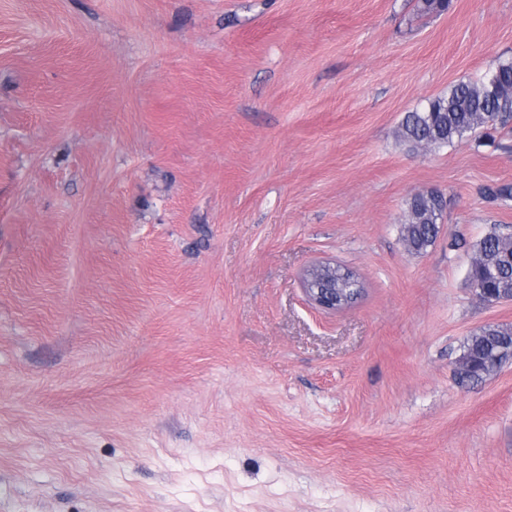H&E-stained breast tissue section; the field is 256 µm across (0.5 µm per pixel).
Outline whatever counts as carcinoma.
<instances>
[{
  "label": "carcinoma",
  "instance_id": "cac0c4a2",
  "mask_svg": "<svg viewBox=\"0 0 512 512\" xmlns=\"http://www.w3.org/2000/svg\"><path fill=\"white\" fill-rule=\"evenodd\" d=\"M501 76L495 89L484 81H462L448 90V94L435 98L423 108L407 113L401 126V137L416 147L451 144L483 126L487 121L503 123L512 118V61L500 62ZM410 219L405 225L404 240L409 251H425L440 231L442 198L430 193L413 197ZM508 238L493 229L477 243L474 255L478 260L469 268L471 283L486 285L491 272L486 258L507 252ZM496 337L482 331L467 338L462 356L470 361L493 351Z\"/></svg>",
  "mask_w": 512,
  "mask_h": 512
}]
</instances>
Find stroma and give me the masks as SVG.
<instances>
[{"label": "stroma", "mask_w": 512, "mask_h": 512, "mask_svg": "<svg viewBox=\"0 0 512 512\" xmlns=\"http://www.w3.org/2000/svg\"><path fill=\"white\" fill-rule=\"evenodd\" d=\"M511 58L512 0H0V512H512V120L399 137ZM410 219L405 225L404 240L409 251H425L437 237L442 218V198L430 193L413 197L410 206ZM503 233V235L506 234L505 236H511V227L508 232ZM503 235L494 228L477 243L474 256H478L479 259L469 268V282L484 286L490 281L491 272L487 266H484V264H486L484 258L495 257L501 253H506L512 262V255L507 252L508 238ZM499 274L497 283L492 285L495 288H501L502 284H507L508 288H501L499 294L493 295L489 293L485 288H480L477 285L473 286V290L484 300L492 303L499 302H512V263H508L507 266H502L498 269ZM307 270L303 277L304 289L307 297L313 304L330 312H336V310L350 306L351 301L348 297V293L346 292L347 288H336V286L335 288L328 289L310 288L307 279L312 277L311 273L313 272V268L308 271ZM492 335V332H487L486 328H484L482 333L468 337L461 355L468 358L469 361H475L483 357L487 352H493L497 336Z\"/></svg>", "instance_id": "stroma-1"}]
</instances>
